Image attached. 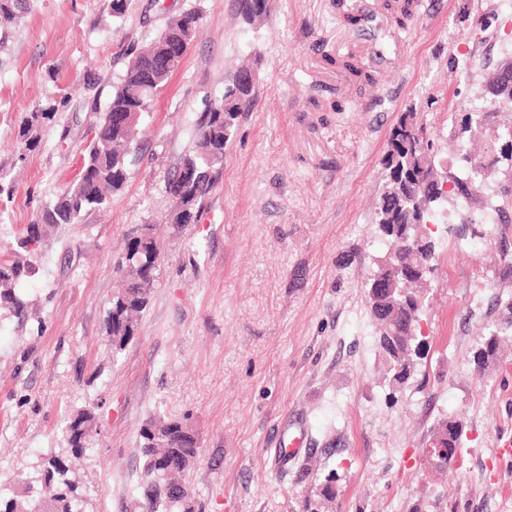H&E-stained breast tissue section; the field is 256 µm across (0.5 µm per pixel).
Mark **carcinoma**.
Segmentation results:
<instances>
[{
    "label": "carcinoma",
    "instance_id": "carcinoma-1",
    "mask_svg": "<svg viewBox=\"0 0 512 512\" xmlns=\"http://www.w3.org/2000/svg\"><path fill=\"white\" fill-rule=\"evenodd\" d=\"M25 4L26 0H0V28L10 24ZM383 9L394 26L404 28L416 16L417 0H384ZM269 12L270 0H238V13L248 25L263 21ZM199 20V10H186L159 35L132 52L124 74L113 86L105 111L93 126L80 173L55 203L43 210L38 222L27 225L17 242L14 259L0 262V309L19 314L27 308L26 289L21 287V281L31 273V268L20 252L35 248L55 225L75 224L84 212L105 208L110 203L109 194L122 189L139 129L121 126L117 116L150 110L155 96L181 69L185 58L182 53L166 56L164 46L189 48ZM325 61L363 83L373 82L372 75L352 54L327 56ZM255 76L248 65L238 68L224 83L221 100L213 103L194 126V149L184 157L182 165L194 168L197 180L186 188L175 175L166 185L168 194L179 195L178 209L171 217L177 229H185L194 207L202 205L214 188L216 174L224 163V148L242 116L250 110ZM470 92V111L462 116L456 131L462 143L455 154V165L461 167L464 177L473 172L465 167L471 153L463 139L478 133L479 122L488 116L482 108L488 105L492 95L481 82L472 85ZM56 111V105L50 104L29 113L19 130L26 148L39 144L40 130L53 120ZM426 134V124L418 119L417 113H402L382 158L386 179L379 197L376 224L382 254H390V263L386 267L374 265L369 276L388 278L389 285L396 286V290L388 299L367 297V306L379 353L391 373L389 386L394 390L413 380L414 361L423 356L416 331L428 289L416 278V271L428 263L425 249L439 248L425 231L434 209L442 204L430 197L436 152H431V158L426 160L419 150L423 143L433 145ZM158 259L157 243L150 225L146 224L139 235L127 242L116 261L115 273L122 276V286L112 299L105 322L107 341L116 351L134 337V315L149 303L159 270ZM501 305L508 317L487 327L486 336L473 353V363L479 372L498 363L512 340V299ZM94 422L95 416L89 410H79L67 421L66 437L72 456L77 458L93 451L90 435ZM464 434V423L458 418L445 415L436 421L429 438L445 435L448 447L452 448L451 459L444 460L439 469L448 470L461 457ZM138 448L140 474L131 491L136 512H194L195 494L182 476L199 454L195 434L180 420L154 416L141 428ZM36 483L35 487L29 486L30 491L38 494L36 512H81L83 491L79 472L71 469L55 449L49 448L42 454Z\"/></svg>",
    "mask_w": 512,
    "mask_h": 512
}]
</instances>
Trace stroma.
<instances>
[{"label": "stroma", "mask_w": 512, "mask_h": 512, "mask_svg": "<svg viewBox=\"0 0 512 512\" xmlns=\"http://www.w3.org/2000/svg\"><path fill=\"white\" fill-rule=\"evenodd\" d=\"M337 0H272L258 26L236 0H28L0 40V261L82 167L128 50L196 7L200 32L181 69L145 114L127 180L106 209L53 229L22 285L24 318L0 313V484L25 492L46 448H63L76 410L96 418L78 463L84 512H127L141 464L139 429L153 414L182 420L201 452L186 480L196 512H512V363L477 375L485 327L505 317L512 280L498 277L512 223L488 224L501 203L442 206L438 272L417 336L426 378L390 392L381 381L365 277L380 253L374 204L382 158L402 112L417 113L453 165L450 140L470 86L512 53V0H419L391 26L383 0H344L365 16L349 27ZM489 17L484 36L474 28ZM355 53L375 81L324 64ZM256 62L250 111L224 151L216 185L193 224L174 232L165 183L193 147L192 130L224 81ZM341 111H332V103ZM57 105L40 145L18 132L33 109ZM474 220L460 240L448 224ZM160 244L158 280L134 339L113 352L106 313L114 265L142 225ZM466 422L447 474L423 454L437 417ZM306 446L280 455L288 433ZM336 470L338 497L316 487Z\"/></svg>", "instance_id": "35a3bbf8"}]
</instances>
